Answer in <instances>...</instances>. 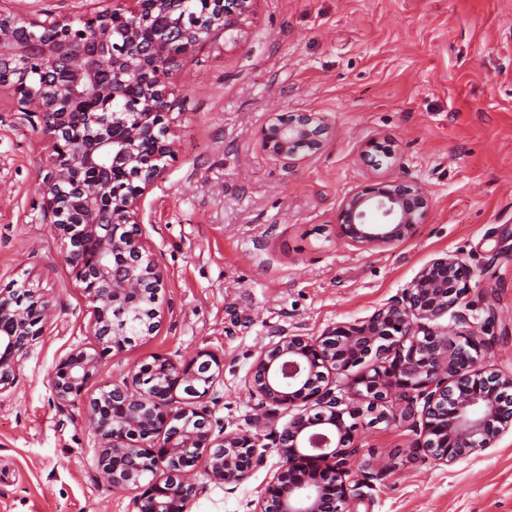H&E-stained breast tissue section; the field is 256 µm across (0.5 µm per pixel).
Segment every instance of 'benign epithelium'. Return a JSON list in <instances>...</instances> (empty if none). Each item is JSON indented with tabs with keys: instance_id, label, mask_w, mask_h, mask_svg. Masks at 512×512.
Wrapping results in <instances>:
<instances>
[{
	"instance_id": "7a95c632",
	"label": "benign epithelium",
	"mask_w": 512,
	"mask_h": 512,
	"mask_svg": "<svg viewBox=\"0 0 512 512\" xmlns=\"http://www.w3.org/2000/svg\"><path fill=\"white\" fill-rule=\"evenodd\" d=\"M250 0H223L224 7L201 29L183 24L160 27L140 44L142 26L168 0H112V9L87 14L77 25L65 19L0 16V87L33 64L41 65L57 95L18 91L20 103L42 115L52 166L44 183L56 221L53 232L69 239V263L93 304L92 351L75 349L56 366L52 390L61 402L84 395L98 374L102 355L130 343L124 329L109 324L116 305L137 306V317L158 327L155 307L165 273L136 239L135 178L149 185L160 175L156 161L173 153L163 114L167 108L166 68L195 49L201 34L229 31L248 12ZM326 127L312 113L275 118L261 132L262 148L288 161L302 151L324 147ZM426 190L404 179L382 181L348 195L337 212L347 242L382 248L410 238L427 221ZM466 266L457 255L427 263L399 299L370 317L341 322L316 338L281 336L261 352L248 375L261 405H303L278 435L279 470L255 512H352L349 458L354 453V417L359 405L380 421L420 428L431 457L453 464L490 447L512 425V373L482 365L481 342L460 310ZM0 294V394L14 386L28 351L42 336L44 297ZM449 317L448 324L439 320ZM375 364L336 380L318 368L346 374L368 356ZM154 378L139 391L138 371L101 389L88 411L101 437L98 467L112 485L147 491L138 512H190L196 489L188 478L204 460L217 481L237 485L255 463L261 432L275 426L273 415L250 429L212 438L209 413L197 407L223 372L221 357L201 350L185 362L157 356ZM182 406L175 409L176 390ZM143 460L134 471L127 459Z\"/></svg>"
}]
</instances>
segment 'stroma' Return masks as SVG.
I'll use <instances>...</instances> for the list:
<instances>
[{
	"instance_id": "stroma-1",
	"label": "stroma",
	"mask_w": 512,
	"mask_h": 512,
	"mask_svg": "<svg viewBox=\"0 0 512 512\" xmlns=\"http://www.w3.org/2000/svg\"><path fill=\"white\" fill-rule=\"evenodd\" d=\"M165 79L173 156L139 198L138 228L167 276L158 329L104 355L82 398L57 401L59 360L94 343L91 304L54 234L40 114L0 88V292L50 299L44 333L0 394V512H136L135 491L96 465L87 401L154 357L219 354L201 401L214 436L260 408L247 377L281 334L321 335L400 297L432 259L467 265L466 313L489 369L512 373V0H250ZM107 0H0V12L79 20ZM312 112L322 150L293 164L261 147L270 117ZM400 178L431 200L412 238L383 249L342 239L355 190ZM365 482L357 512H512V429L446 466L398 422L356 419ZM235 489L197 464L191 512H254L278 470L272 432Z\"/></svg>"
}]
</instances>
